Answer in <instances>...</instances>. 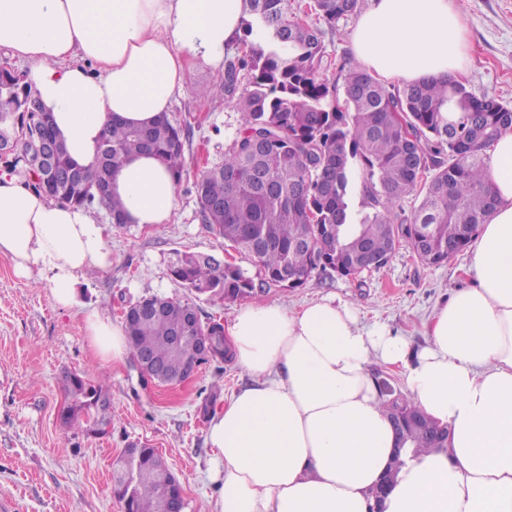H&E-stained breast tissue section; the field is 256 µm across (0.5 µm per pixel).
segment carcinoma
Listing matches in <instances>:
<instances>
[{
  "mask_svg": "<svg viewBox=\"0 0 512 512\" xmlns=\"http://www.w3.org/2000/svg\"><path fill=\"white\" fill-rule=\"evenodd\" d=\"M249 18L235 60L224 68V94L238 98L243 129L224 153V162L202 172L195 184L203 220L224 245L252 257L265 285L302 287L316 270L343 276L364 271L368 256L380 267L395 253L393 237L413 249L432 251L426 265L466 250L497 199L487 176L488 150L512 132V107L494 95L477 96L460 81L384 84L359 63L339 66V78L323 71L332 65L326 35L357 13L359 0H248ZM35 95L24 74L0 67V135L26 142L24 151L3 156V167L17 168L29 185L65 205L90 207L106 202L112 225L127 228L122 202L112 197V172L125 159L149 153L176 179L186 172L188 134L163 116L146 127L120 123L104 137L94 163L74 164L56 155V176L39 174L36 145L58 136L50 116L27 110ZM456 118L448 119V113ZM264 146L252 151L254 140ZM361 196L359 207L353 206ZM420 198L411 217L398 219L409 196ZM310 238V248L298 242ZM172 278L198 295L237 302L255 295L253 280L239 267L214 257L185 254L171 267ZM146 296L124 311L133 355L148 356L169 378L189 376L207 359L228 362L220 348L206 358L202 336L224 335V325L204 322L189 301ZM182 332L175 348L172 336ZM384 409L407 446L439 447L442 431L412 400L382 383ZM66 397L60 424L87 435L104 432L112 399L106 383L85 374L62 377ZM125 466L113 479V494L125 512H161L173 491L170 470L156 449L142 442L125 448Z\"/></svg>",
  "mask_w": 512,
  "mask_h": 512,
  "instance_id": "cac0c4a2",
  "label": "carcinoma"
}]
</instances>
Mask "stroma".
Returning <instances> with one entry per match:
<instances>
[{"instance_id": "stroma-1", "label": "stroma", "mask_w": 512, "mask_h": 512, "mask_svg": "<svg viewBox=\"0 0 512 512\" xmlns=\"http://www.w3.org/2000/svg\"><path fill=\"white\" fill-rule=\"evenodd\" d=\"M456 2L467 33L464 83L474 94L512 104V0ZM223 84V71L188 66L183 93L169 113L172 123L189 132L187 172L171 220L109 229L112 266L80 280L78 305L60 309L48 276L23 277L0 254V500L10 501L13 512H123L112 493V470L137 439L156 448L180 481L185 512H211L216 488L208 468L215 450L201 407L217 385L220 396L212 407L223 408L226 396L249 384V375L236 363L210 361L176 385L143 383L134 358L118 365L101 362L89 345L84 317L95 309L118 323L128 305L159 295L193 303L201 318L228 322L234 304L194 295L173 280L171 266L186 253L212 255L261 283L255 262L225 246L200 216L195 184L205 166L223 161L242 128L237 102L225 97ZM472 256L468 249L428 266L403 245L381 267L352 277L317 270L302 288L267 289L260 298L290 310L321 298L343 301L357 310L361 324L386 325L418 350L436 305L468 284ZM67 371L107 379L112 409L103 435L59 425L65 402L61 377Z\"/></svg>"}]
</instances>
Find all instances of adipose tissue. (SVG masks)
Wrapping results in <instances>:
<instances>
[{
    "label": "adipose tissue",
    "mask_w": 512,
    "mask_h": 512,
    "mask_svg": "<svg viewBox=\"0 0 512 512\" xmlns=\"http://www.w3.org/2000/svg\"><path fill=\"white\" fill-rule=\"evenodd\" d=\"M246 8V0H0V49L27 66L71 160L87 166L113 123L143 127L170 112L188 64L221 67ZM351 47L383 82L455 78L467 61L454 0H370ZM489 156L497 204L475 238L470 283L438 304L422 349L386 326H361L346 303L236 310L226 341L252 382L208 426L213 512H368L397 446L375 362L398 371L415 404L451 430L446 450L420 453L399 472L385 512H512V132ZM177 187L149 154L112 175L134 226L168 223ZM106 237L92 209L0 171V254L19 275L47 274L59 307L77 304L86 272L111 267ZM85 322L104 360L131 354L123 325L94 309Z\"/></svg>",
    "instance_id": "obj_1"
}]
</instances>
